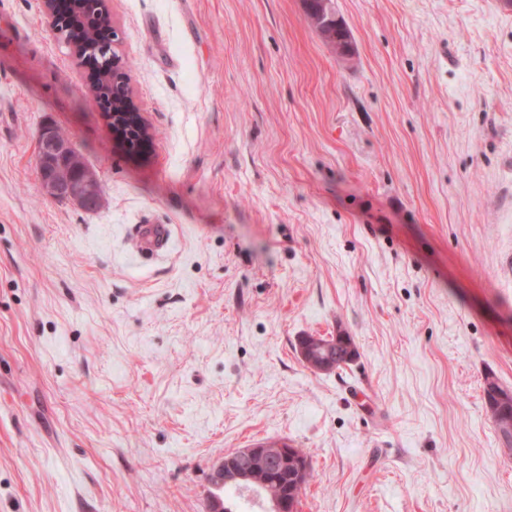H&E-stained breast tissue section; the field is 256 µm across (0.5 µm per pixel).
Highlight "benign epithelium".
<instances>
[{
  "mask_svg": "<svg viewBox=\"0 0 512 512\" xmlns=\"http://www.w3.org/2000/svg\"><path fill=\"white\" fill-rule=\"evenodd\" d=\"M58 0H41L43 22L52 31L62 22L57 7ZM74 13L86 16H103L112 22L110 0H69ZM112 85L119 92L112 96V103L121 105L116 112L109 107L97 91L92 98L104 120L112 130L113 137L128 152L137 154L149 143L150 135L133 101L129 78L124 63L117 53H112ZM41 150L37 156L40 185L50 198L71 203L78 208L95 212L103 204L98 175L87 166H77L76 173L66 179L58 177L59 171L76 166L79 151L75 144L62 137L55 126L47 125L38 134ZM299 354L305 365L313 371L328 372L336 368L334 342L324 336H307L299 342ZM289 470L295 487L306 484L310 464L308 458L285 441H265L240 448L224 457L213 468L211 483L237 485L243 489L257 491L268 505L267 512H292L291 497L272 487L268 480H258V475H275Z\"/></svg>",
  "mask_w": 512,
  "mask_h": 512,
  "instance_id": "obj_1",
  "label": "benign epithelium"
}]
</instances>
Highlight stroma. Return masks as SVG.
Segmentation results:
<instances>
[{
    "label": "stroma",
    "instance_id": "obj_1",
    "mask_svg": "<svg viewBox=\"0 0 512 512\" xmlns=\"http://www.w3.org/2000/svg\"><path fill=\"white\" fill-rule=\"evenodd\" d=\"M336 8L348 62L300 0H112L131 154L38 0H0V512H207L268 440L309 459L298 512H512V7ZM46 124L98 211L44 195ZM339 333L352 362H302ZM310 26L320 34L319 36L323 40V42L328 46V48L336 54L341 59L348 60L353 56V44L352 41L348 35L349 31L345 27V37L342 40L341 45L337 49L336 53V37L342 36V31L340 28L336 27L339 25V16L336 15V23L335 21H331V23H326L325 17L322 20H312L308 17H306ZM348 31V33H347ZM343 37V36H342ZM118 40V34L112 31V69H103V75L99 78V91L110 99L112 107L104 99L99 97L95 87L92 89V98L100 110L104 120L112 130L113 137L118 140L128 152L137 154L149 143L150 135L144 125L136 105L133 101L129 78L121 57L114 50V42ZM119 88V92L112 95V86ZM119 103L122 112H115L113 104ZM106 107L108 109L106 110ZM134 134L136 136H134ZM170 229L166 224H136L133 228V243L140 256H156L167 245ZM350 350L347 348L341 350L342 354L336 365V355L334 345L330 337L324 336H306L299 342V354L305 365L313 371L328 372L336 368L341 369L343 365L351 362L356 356V350L351 336H346ZM346 337L342 336V341L346 343ZM348 358H345V356Z\"/></svg>",
    "mask_w": 512,
    "mask_h": 512
}]
</instances>
